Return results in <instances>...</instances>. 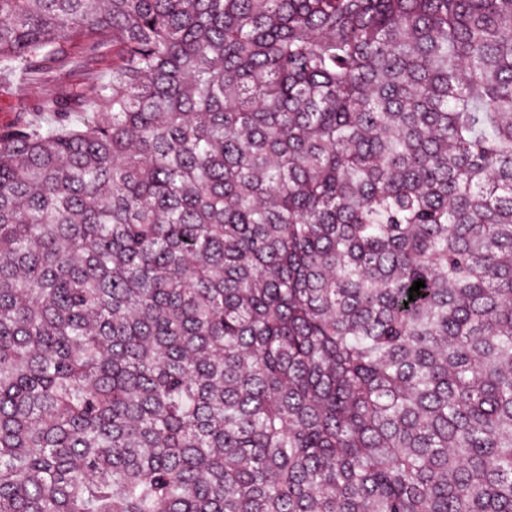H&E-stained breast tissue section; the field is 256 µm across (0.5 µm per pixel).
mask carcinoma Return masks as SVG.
<instances>
[{"label": "carcinoma", "instance_id": "1", "mask_svg": "<svg viewBox=\"0 0 512 512\" xmlns=\"http://www.w3.org/2000/svg\"><path fill=\"white\" fill-rule=\"evenodd\" d=\"M76 43L0 127V512H512V0H0ZM69 70L60 77H48L41 83H32L19 69L0 72V126L13 123L20 116L29 117L34 123L47 126L51 118L33 108L38 99L47 93H65L80 79L78 65L81 60L79 47L71 55Z\"/></svg>", "mask_w": 512, "mask_h": 512}]
</instances>
